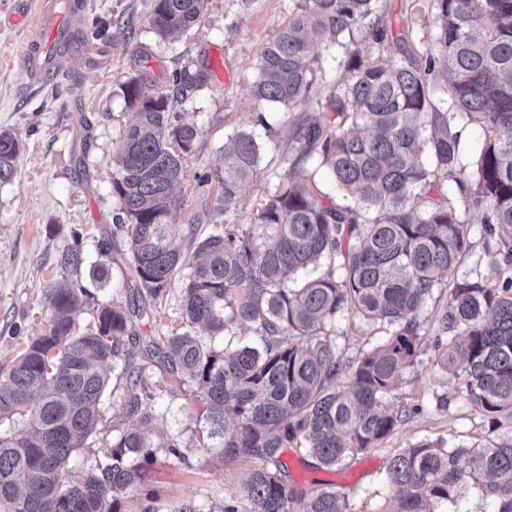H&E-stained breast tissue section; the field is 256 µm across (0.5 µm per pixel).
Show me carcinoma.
Wrapping results in <instances>:
<instances>
[{
    "label": "carcinoma",
    "instance_id": "cac0c4a2",
    "mask_svg": "<svg viewBox=\"0 0 512 512\" xmlns=\"http://www.w3.org/2000/svg\"><path fill=\"white\" fill-rule=\"evenodd\" d=\"M208 2L155 0L149 25L165 39L198 23ZM378 2L296 0L256 61V101L291 110L313 100L324 71L311 38L328 52L370 46L336 61V92L293 128L343 202L326 200L298 157L243 228L229 204L255 176L261 144L253 131H236L224 168L201 176L222 189V230L191 254L172 244V190L199 130L170 102L205 74L175 71L170 96L148 95L145 71L121 84L136 115L119 140L112 192L133 302L99 306L95 329L80 331L81 252L68 246L59 254L62 277L48 291L44 333L0 366V421L18 425L0 434V512H119L121 495L146 483L154 460L150 367L193 383L224 457L253 463L222 512H240L242 499L248 512H363L331 487L297 492L281 450L291 446L331 470L379 447L403 421L386 402L421 362L427 335L435 365L454 372L481 414L512 417V275L494 282L455 275L473 212L498 237L493 272L512 270V0H404L398 33ZM391 43L399 53L385 54ZM472 124L484 140L468 160L461 134ZM19 152L18 140L0 133V182L14 177ZM325 257L340 274H313ZM184 268L185 329L140 336L134 320L155 310ZM442 286L446 303L428 333V302ZM346 313L388 337L345 355L335 325ZM234 323L252 328L261 347L215 350L196 337L198 328L219 336ZM119 359L137 426L112 438L106 462L73 470L71 455L99 421L105 368ZM384 482L391 495L381 512H440L468 485L492 499L494 512H512V435L479 448L421 439L393 454Z\"/></svg>",
    "mask_w": 512,
    "mask_h": 512
}]
</instances>
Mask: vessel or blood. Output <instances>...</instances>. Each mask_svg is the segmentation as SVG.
Returning a JSON list of instances; mask_svg holds the SVG:
<instances>
[{"label": "vessel or blood", "instance_id": "vessel-or-blood-1", "mask_svg": "<svg viewBox=\"0 0 512 512\" xmlns=\"http://www.w3.org/2000/svg\"><path fill=\"white\" fill-rule=\"evenodd\" d=\"M76 18L71 0H39L35 34L19 58L33 81L41 82L56 74Z\"/></svg>", "mask_w": 512, "mask_h": 512}]
</instances>
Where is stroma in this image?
Wrapping results in <instances>:
<instances>
[{"instance_id":"1","label":"stroma","mask_w":512,"mask_h":512,"mask_svg":"<svg viewBox=\"0 0 512 512\" xmlns=\"http://www.w3.org/2000/svg\"><path fill=\"white\" fill-rule=\"evenodd\" d=\"M77 22L86 28L96 22L108 24L111 44L103 56L88 57L72 51L62 73L53 80L31 82L21 70L18 52L31 33L30 19L37 0H0V131L18 137L20 153L13 180L0 182V363L11 360L47 326V291L60 277L59 252L78 244L84 273L82 285L90 296L77 318L80 329L94 326L96 309L103 303L125 305L129 269L121 260L107 261L103 246L114 241V217L120 207L112 193L116 175L114 152L124 128L133 120L120 88L121 82L146 69L149 93L170 90V76L181 69H207L205 84L175 102L181 121L195 124L200 135L185 161L186 176L175 187V220L182 229L176 239L185 252L193 251L188 227L195 224L207 234L224 222V200L216 182H204V173L222 168L228 135L251 129L262 143V159L253 180L246 184L232 205L238 223L253 222L266 196L286 176L303 147L292 137L294 124L308 117L306 105L290 112L258 103L251 86L257 77L256 57L287 23L293 0H210L201 21L192 28L161 40L148 26L154 0H84ZM145 45L149 57L136 61L133 51ZM221 60L223 76L212 73L214 60ZM264 114L267 126L256 125ZM90 122V164L80 173L75 157L80 150L83 122ZM313 172L319 188L328 196L336 190L314 158H302ZM470 251L458 271L472 279L493 277L490 260L496 240L480 221L470 226ZM108 264L109 277L97 282L88 271ZM181 279H174L159 304L156 315L142 320L143 336H165L180 328ZM337 342L346 355L372 348L385 337L357 315L336 322ZM420 364L407 372L390 398L391 409L411 408L392 435L378 448L349 460L341 471L318 468L315 459L299 458L294 448H285L286 463L296 489L313 490L331 483L345 492L360 512H379L385 496L383 481L394 451L424 438L444 439L448 447H470L485 439L512 433V418L491 426L474 407L456 380L433 363V342L424 338ZM155 392V439L160 447L148 468L149 490L137 489L121 496L120 512H171L181 501L197 512H221L224 500L245 480L250 462L225 459L218 439L209 437L201 416L202 406L192 388L178 385L171 377L151 373ZM447 396V407L437 405ZM135 418L125 406V378L120 368L110 372L95 433L84 448L69 460L76 469H88L106 459L118 431L134 427ZM176 439L184 445L187 463H180L161 443Z\"/></svg>"}]
</instances>
